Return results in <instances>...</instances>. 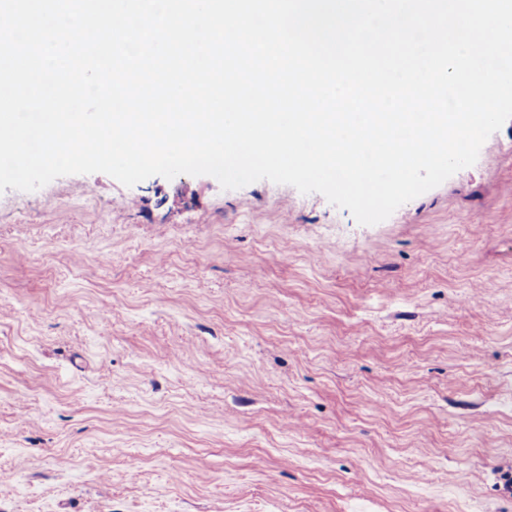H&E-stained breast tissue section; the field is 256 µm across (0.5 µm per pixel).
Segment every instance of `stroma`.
<instances>
[{
    "label": "stroma",
    "instance_id": "35a3bbf8",
    "mask_svg": "<svg viewBox=\"0 0 512 512\" xmlns=\"http://www.w3.org/2000/svg\"><path fill=\"white\" fill-rule=\"evenodd\" d=\"M510 183L6 189L0 512H512Z\"/></svg>",
    "mask_w": 512,
    "mask_h": 512
}]
</instances>
